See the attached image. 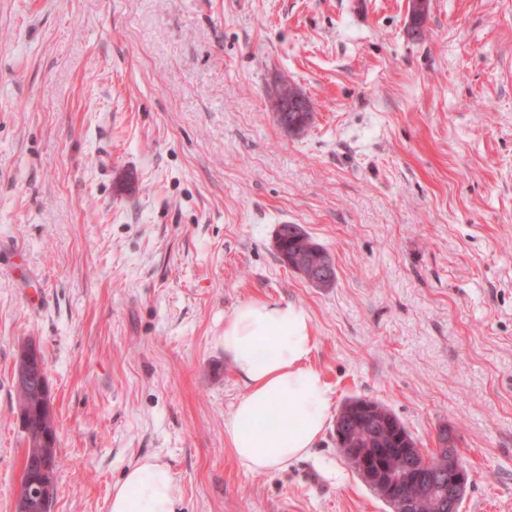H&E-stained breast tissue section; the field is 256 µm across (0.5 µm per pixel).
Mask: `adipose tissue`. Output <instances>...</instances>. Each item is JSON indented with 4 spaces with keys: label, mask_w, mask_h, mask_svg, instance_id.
Listing matches in <instances>:
<instances>
[{
    "label": "adipose tissue",
    "mask_w": 512,
    "mask_h": 512,
    "mask_svg": "<svg viewBox=\"0 0 512 512\" xmlns=\"http://www.w3.org/2000/svg\"><path fill=\"white\" fill-rule=\"evenodd\" d=\"M312 320L290 302L248 301L224 324V353L244 387L224 420V440L247 473L278 472L309 456L323 435L332 391L312 364ZM170 468L142 460L112 492L109 512H177Z\"/></svg>",
    "instance_id": "ef3b65f1"
}]
</instances>
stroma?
I'll list each match as a JSON object with an SVG mask.
<instances>
[{"mask_svg": "<svg viewBox=\"0 0 512 512\" xmlns=\"http://www.w3.org/2000/svg\"><path fill=\"white\" fill-rule=\"evenodd\" d=\"M429 5L418 37L407 0H0V512L27 343L52 512H109L147 458L179 512H388L330 427L286 471L238 467L224 322L249 300L310 313L332 410L379 402L426 453L449 429L460 512H512V0ZM282 224L333 287L280 263ZM274 108L275 112L277 113V118L281 121L278 123L288 131V133H300L303 132L312 122L313 120V112L312 109H310L309 103H308V110H307V99L299 92L293 91L291 96H288L285 89H282L280 93H276L275 100H274ZM287 112H306L307 116L309 118V121H307L305 127L302 123H294L290 126V128L293 129H300L298 132H294L293 130L288 129L285 125H283V121L286 119V113ZM287 119L286 122L287 123ZM276 238L279 261L296 265L307 276L312 286L317 288L333 287L336 280V266L325 271L322 261L329 263L331 257L327 250L316 243L298 224H282Z\"/></svg>", "mask_w": 512, "mask_h": 512, "instance_id": "obj_1", "label": "stroma"}]
</instances>
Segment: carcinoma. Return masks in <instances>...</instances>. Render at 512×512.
Instances as JSON below:
<instances>
[{
	"label": "carcinoma",
	"instance_id": "obj_1",
	"mask_svg": "<svg viewBox=\"0 0 512 512\" xmlns=\"http://www.w3.org/2000/svg\"><path fill=\"white\" fill-rule=\"evenodd\" d=\"M277 253L280 262L296 265L307 276V280L316 288H331L336 280V268L324 270L323 263L329 262L330 254L316 243L298 224H282L276 235ZM48 377L33 379L32 383L17 389L18 408L24 411L20 415L26 447V461L33 462L37 455L31 445L42 448L44 454L57 455V448L43 447L38 435L43 432H56V419L53 412L45 407L41 383ZM341 448L343 456L356 473L362 470L382 469L396 477L398 491L414 500L413 512H435V498L447 491L448 476L442 475L431 494L424 496L420 490L404 479L408 463L420 467L425 456L420 453L410 459L406 449L416 447V441L406 426L389 409L377 405L372 414L350 412L339 422Z\"/></svg>",
	"mask_w": 512,
	"mask_h": 512
}]
</instances>
